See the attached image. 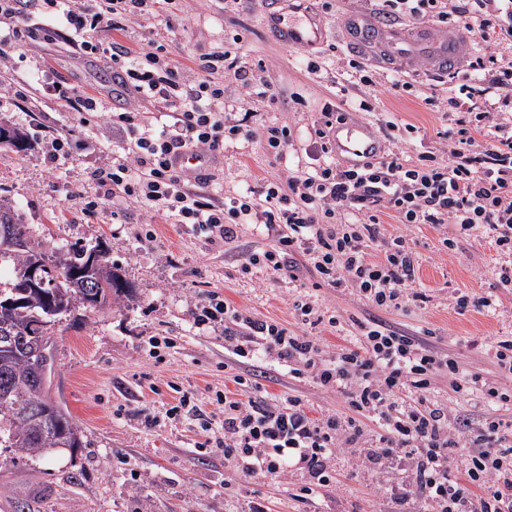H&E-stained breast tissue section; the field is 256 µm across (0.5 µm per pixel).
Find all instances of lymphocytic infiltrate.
Segmentation results:
<instances>
[{"instance_id":"obj_1","label":"lymphocytic infiltrate","mask_w":512,"mask_h":512,"mask_svg":"<svg viewBox=\"0 0 512 512\" xmlns=\"http://www.w3.org/2000/svg\"><path fill=\"white\" fill-rule=\"evenodd\" d=\"M22 0H0V66L12 67L13 52L35 35L17 25ZM51 27L46 38H65L79 54L108 60L133 99L108 113L101 127L121 131L122 153L110 171L93 170L94 195H79L85 210L108 206L120 218L138 205L142 221L165 216L205 233L209 244L236 237L253 224L273 238L271 250L247 255L248 275H279L296 282L290 256H306L321 281L351 288L378 309H400L425 301L419 289L416 255L402 236H385L382 216L401 224H451L457 235L485 228L503 254H512V0H384L409 22L442 28L454 25L479 36L482 63L494 71L491 84H474L455 72L458 96L449 98L454 126L440 132L438 146L412 155L389 151L347 167L327 163L267 180L247 194L219 199L216 175L188 179L177 169L179 155L212 156L226 139L253 134L275 156L291 143L274 124L249 129L255 96L267 87L244 79L237 97L224 95V73L237 68L230 51L196 50L181 61L158 38L125 43L147 19L168 16L175 0H35ZM112 31L96 40L99 29ZM155 107L138 117L142 104ZM193 323L224 325V348L242 369L238 385H250L247 399L215 392L212 411L199 417L203 431L220 430L216 447L224 464L244 477L280 479L300 473L298 496L338 485L337 460L353 469L388 475L379 490L399 505L418 496L425 512H512V424L495 416L471 419L432 394L445 374L454 392L486 405H512V392L463 375L457 361L417 336L372 319L335 352L323 350L314 331H343L340 314L324 311L308 292L294 291L291 305L301 331L253 318L210 293L192 301ZM275 371L339 393L350 413L310 415L302 400L269 397L256 372Z\"/></svg>"}]
</instances>
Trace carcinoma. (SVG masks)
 <instances>
[{
	"label": "carcinoma",
	"instance_id": "cac0c4a2",
	"mask_svg": "<svg viewBox=\"0 0 512 512\" xmlns=\"http://www.w3.org/2000/svg\"><path fill=\"white\" fill-rule=\"evenodd\" d=\"M0 224L11 225L17 240L16 247L0 249V260L9 255L19 275L33 257H41L46 263L47 289L55 293V307L51 309L39 301L12 309L5 307L4 301L19 298L15 294L19 281L0 287V335L15 338V347L0 348V386H8L0 394V448L22 456L41 455L48 448L59 447L64 432L72 437L69 447L81 448L83 441L76 423L49 397L52 372L43 371L38 351H52L62 317L80 308L119 307L130 295V288L102 250L99 264L90 273L84 266L89 249L81 246L66 252L70 267L66 272L60 270L56 252L32 242L29 227L16 213L13 200L2 195Z\"/></svg>",
	"mask_w": 512,
	"mask_h": 512
}]
</instances>
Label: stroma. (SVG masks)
<instances>
[{"instance_id": "stroma-1", "label": "stroma", "mask_w": 512, "mask_h": 512, "mask_svg": "<svg viewBox=\"0 0 512 512\" xmlns=\"http://www.w3.org/2000/svg\"><path fill=\"white\" fill-rule=\"evenodd\" d=\"M264 0H179L168 22L143 21L141 36L161 33L168 49L187 59L198 46L235 52L247 71L273 89L276 100L253 103L259 120L287 127L293 144L274 157L260 136L249 142H226L211 168L224 178V196L233 197L277 177L285 170L310 165L316 154L315 131L324 113H344L347 122L370 125L379 140H387L386 116L412 125L410 149L434 146L448 125V98L457 84L432 68V50L420 46L389 69V78L404 79L405 90L372 100L371 111L359 103L369 99L360 75L378 78L366 68L368 49L352 44L344 16L352 0H309L307 7L326 25L324 43L307 51L278 43L262 21ZM332 68V77L319 79L309 65ZM0 81L16 86L19 101L0 102V119L21 128L32 146L24 152L0 146V193L14 199L35 240L46 247L69 249L102 244L109 260L120 266L132 293L123 306L88 313L76 327L59 326L53 348L56 374L50 391L53 401L67 409L82 431L84 446L77 451L57 448L39 457L0 453V512H13L25 501L30 512H246L249 501H261L268 512H301L290 493L300 479L287 483L263 477L242 478L224 465L222 451H199L206 438L195 421L168 419L166 406L180 393L206 397L209 390L233 387L236 365L227 364L224 327L196 328L189 300L217 292L230 305L258 319L295 325L288 304L287 279L269 276L264 282L242 274L246 253L271 248L273 242L250 225L240 226L234 241L207 245L202 236L170 219L140 221L137 207L123 220L113 221L110 210H83L66 197V189L93 194L91 169L108 168L120 154L111 134L101 132L96 113L75 127L60 100L48 95L46 82L77 88L124 108L129 96L115 92L112 67L101 59L78 54L65 40L36 36L23 61L0 72ZM72 132L73 154L51 181V162L44 149L48 131ZM384 232L410 239L419 257L417 275L428 300L407 310H379L356 291L317 286V277L303 256H294L298 275L315 299L328 310H340L344 335L319 332L327 351L356 335L360 322L376 318L413 336L429 335L433 346L454 356L463 373L480 374L497 386L506 381L491 355L479 344L512 336V291L498 287L504 258L488 231L480 229L461 239L455 255L442 249L440 229L428 224L390 222ZM498 292L499 315L459 312L449 303L454 291ZM152 336L174 340L161 357H151L146 342ZM264 388L277 397L297 396L312 415L348 414L349 408L333 392L308 380L285 375L264 379ZM344 471L341 489H322L316 512H388L378 494L381 474Z\"/></svg>"}]
</instances>
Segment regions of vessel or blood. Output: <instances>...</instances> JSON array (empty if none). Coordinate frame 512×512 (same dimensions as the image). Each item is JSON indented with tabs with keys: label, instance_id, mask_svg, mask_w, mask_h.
I'll return each instance as SVG.
<instances>
[{
	"label": "vessel or blood",
	"instance_id": "b4317fda",
	"mask_svg": "<svg viewBox=\"0 0 512 512\" xmlns=\"http://www.w3.org/2000/svg\"><path fill=\"white\" fill-rule=\"evenodd\" d=\"M264 23L273 35L294 49H309L326 39V26L316 14L305 11L303 0H267ZM416 43H429L434 47L433 62L436 70L444 72L456 67L461 35L451 30L434 33L422 26L416 33ZM406 38L399 32L382 33L379 50L386 58L399 60L405 54ZM382 146L372 128L364 124L341 125L336 129V152L351 161H358L381 153Z\"/></svg>",
	"mask_w": 512,
	"mask_h": 512
}]
</instances>
